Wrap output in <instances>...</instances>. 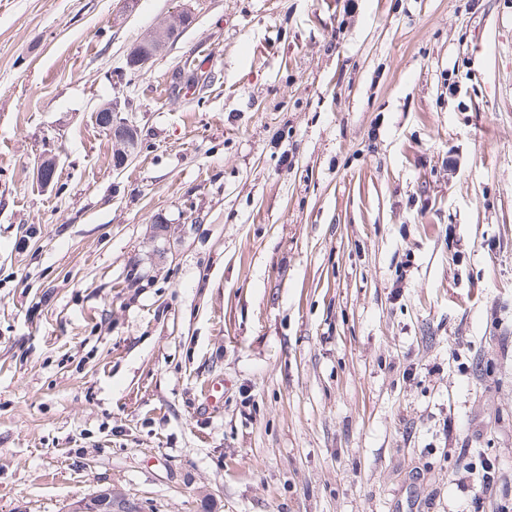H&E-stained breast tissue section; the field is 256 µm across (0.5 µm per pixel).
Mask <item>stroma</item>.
I'll return each mask as SVG.
<instances>
[{
    "mask_svg": "<svg viewBox=\"0 0 512 512\" xmlns=\"http://www.w3.org/2000/svg\"><path fill=\"white\" fill-rule=\"evenodd\" d=\"M345 4L0 0V512L512 494V0ZM179 16V19H178ZM174 17H177V20L171 18L169 21L165 22L163 25L155 27L148 31L145 35V39L142 42V45H147L149 54L144 52V49L139 48V44L130 52L129 56L139 58L140 63L145 66L148 62L152 60L154 56L157 55L161 50H163L166 46L172 43L174 35H176L177 31L172 29L175 27L180 19L185 18L189 21L191 20L192 15L189 11H180L179 13L174 14ZM482 469L483 473L481 477L471 486L466 485V491L470 493L472 501L483 502L486 496L491 495L497 490V472H499V468L497 469L494 464L484 463ZM66 512H140L139 504L111 487L84 498H75Z\"/></svg>",
    "mask_w": 512,
    "mask_h": 512,
    "instance_id": "obj_1",
    "label": "stroma"
}]
</instances>
